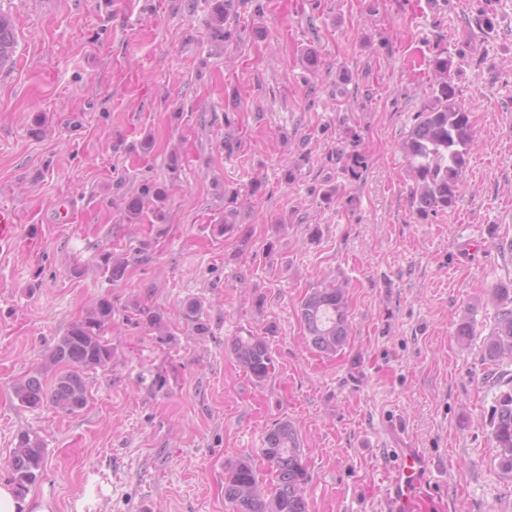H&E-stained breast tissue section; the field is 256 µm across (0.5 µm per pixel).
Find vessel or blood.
<instances>
[{
  "instance_id": "b4317fda",
  "label": "vessel or blood",
  "mask_w": 512,
  "mask_h": 512,
  "mask_svg": "<svg viewBox=\"0 0 512 512\" xmlns=\"http://www.w3.org/2000/svg\"><path fill=\"white\" fill-rule=\"evenodd\" d=\"M20 242L21 224L17 211L0 205V257L16 253ZM426 473L425 459L417 449L398 450L386 487L392 512H415L423 493Z\"/></svg>"
}]
</instances>
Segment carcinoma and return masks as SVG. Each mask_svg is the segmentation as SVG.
Listing matches in <instances>:
<instances>
[{
  "instance_id": "1",
  "label": "carcinoma",
  "mask_w": 512,
  "mask_h": 512,
  "mask_svg": "<svg viewBox=\"0 0 512 512\" xmlns=\"http://www.w3.org/2000/svg\"><path fill=\"white\" fill-rule=\"evenodd\" d=\"M16 40L13 22L0 13V69L13 63ZM452 61L440 55L433 59L438 76L431 96L418 123L404 142L403 151L415 180V195L422 213L452 207L463 188L465 171L473 142L470 112L459 102V91L451 73ZM159 201L162 193L150 187L130 198L126 204L127 219L138 223L149 198ZM493 299L497 304L494 325L485 341V355L496 362L512 359V289L497 288ZM112 300L102 298L95 309L73 323L59 337L49 352V363L59 368L53 384L44 388L37 378L19 383L14 390L17 400L26 408L37 409L50 403L68 413L83 409L88 401L86 372L112 363V347L105 338L112 323ZM185 318L197 334L208 331L201 305H187ZM299 317L305 331V342L317 353L334 356L350 337L349 303L346 289L336 283L314 288L300 302ZM239 365L256 382L262 383L275 370L270 348L262 336L247 332L233 342ZM492 438L498 448L500 467L512 472V392L501 394L491 421ZM261 456L274 474V487L265 493L253 461L242 457L227 466L224 499L236 512H310L306 495L309 473L303 462L298 431L287 421L274 424L265 435ZM10 482L23 493L39 478L45 467V448L39 437L25 431L17 435L11 451Z\"/></svg>"
}]
</instances>
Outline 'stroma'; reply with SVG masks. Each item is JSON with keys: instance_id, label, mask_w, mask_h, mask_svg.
Masks as SVG:
<instances>
[{"instance_id": "1", "label": "stroma", "mask_w": 512, "mask_h": 512, "mask_svg": "<svg viewBox=\"0 0 512 512\" xmlns=\"http://www.w3.org/2000/svg\"><path fill=\"white\" fill-rule=\"evenodd\" d=\"M216 3L0 0L17 39L0 202L23 225L0 259V481L26 430L46 448L31 506L233 512L226 463L252 457L271 485L259 450L289 420L310 512H390L399 448L429 461L416 512H512L490 424L512 360L484 358L487 296L512 287V0H231L221 39ZM440 54L475 144L454 207L423 214L400 146ZM147 186L163 216L131 223L125 202ZM333 279L351 336L327 358L298 308ZM103 297L112 362L88 373L86 407H23L16 384L50 385V348ZM249 332L276 365L260 384L231 349Z\"/></svg>"}]
</instances>
